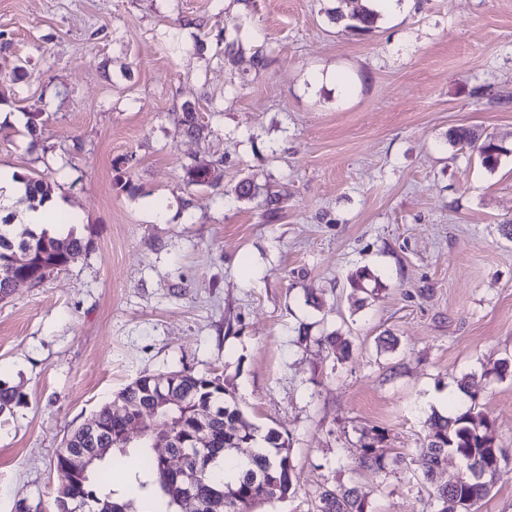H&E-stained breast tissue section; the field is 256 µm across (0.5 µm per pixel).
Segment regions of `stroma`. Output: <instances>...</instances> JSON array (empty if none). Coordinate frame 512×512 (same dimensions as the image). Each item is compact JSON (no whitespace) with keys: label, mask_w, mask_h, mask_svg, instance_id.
<instances>
[{"label":"stroma","mask_w":512,"mask_h":512,"mask_svg":"<svg viewBox=\"0 0 512 512\" xmlns=\"http://www.w3.org/2000/svg\"><path fill=\"white\" fill-rule=\"evenodd\" d=\"M362 2L0 0V168L49 180L94 241L0 300V382L23 395L0 414V512H51L70 432L172 370L220 377L287 438L294 486L265 512H316L341 484L369 512H435L425 421L465 375L512 448V377L489 372L512 358V0H397L365 35L331 20ZM458 126L504 146L495 169ZM188 165L218 185H186ZM242 179L281 193L277 221L225 203ZM332 331L349 359L316 344ZM377 434L384 469L358 468Z\"/></svg>","instance_id":"obj_1"}]
</instances>
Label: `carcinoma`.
<instances>
[{"instance_id":"1","label":"carcinoma","mask_w":512,"mask_h":512,"mask_svg":"<svg viewBox=\"0 0 512 512\" xmlns=\"http://www.w3.org/2000/svg\"><path fill=\"white\" fill-rule=\"evenodd\" d=\"M334 20L356 34L372 30L378 13L363 6L351 14L335 9ZM448 141L476 150L482 165L493 169L506 149L494 138L484 140L467 127L448 131ZM25 196L41 204L52 196L53 188L47 181L21 175ZM184 179L189 186H215L219 176L212 175L209 166L184 167ZM263 196L262 217L270 222L279 216L281 196L278 192L260 188L251 181H240L224 191L229 201H251ZM15 216L0 218V297L8 296L10 256L29 250L36 266L52 273L77 261L93 247V241L69 228L65 233L50 234L44 229L36 232L26 224H15ZM339 360L352 353L350 341L334 331L315 339ZM156 398L169 404L160 410L159 418L171 433L175 449L193 447V436L199 423L207 426L210 462L199 463L194 458L185 460L180 471H166L158 455L149 444L141 443L136 451L138 465L132 482L123 491L112 488L109 471L102 468L85 478L66 474L58 481L54 512H73L78 502L90 507L89 512H210L211 496L224 493V512H259L265 505L288 497L293 485L294 465L288 442L275 428L261 431L248 422L238 408L233 394L218 377L173 370L164 375L141 376L121 389L114 399L103 405L95 416L103 434L93 440L83 427L75 429L65 440V448H104V441L112 434L123 432L126 424L138 420ZM22 401V394L14 387L0 383V413ZM425 435L420 455L424 461L422 480L432 484L437 512H471V509L490 491L503 475L512 471V448L495 444L489 435L490 422L475 404L457 410L451 416L432 413L425 421ZM249 448L247 464L233 482L224 481L213 466L220 457L233 451ZM365 451L358 460L360 468H383V455L373 445L364 444ZM461 459L463 470L445 483H436L437 471L448 455ZM317 512H367L368 494L357 486L325 488L318 492Z\"/></svg>"}]
</instances>
